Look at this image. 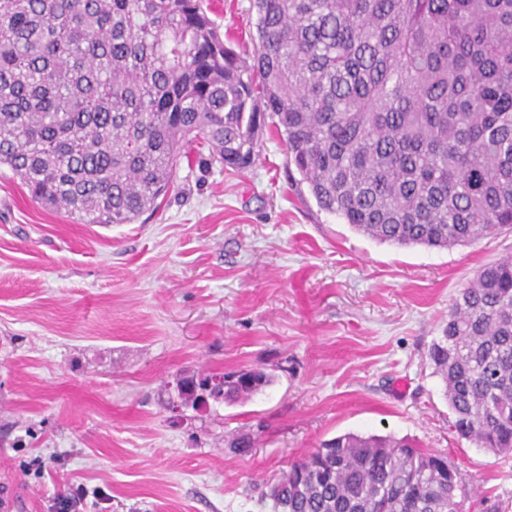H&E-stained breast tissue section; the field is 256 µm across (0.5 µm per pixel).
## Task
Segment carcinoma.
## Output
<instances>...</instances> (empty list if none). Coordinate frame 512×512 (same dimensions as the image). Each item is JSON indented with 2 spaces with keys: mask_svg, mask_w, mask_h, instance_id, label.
Segmentation results:
<instances>
[{
  "mask_svg": "<svg viewBox=\"0 0 512 512\" xmlns=\"http://www.w3.org/2000/svg\"><path fill=\"white\" fill-rule=\"evenodd\" d=\"M248 63L201 0H0V165L81 224H132L195 144L233 169L265 114L320 209L397 247L512 231V0H251ZM428 357L463 438L512 455V256L483 265ZM235 402L261 371L181 379ZM447 457L348 433L293 462L271 512H460Z\"/></svg>",
  "mask_w": 512,
  "mask_h": 512,
  "instance_id": "cac0c4a2",
  "label": "carcinoma"
}]
</instances>
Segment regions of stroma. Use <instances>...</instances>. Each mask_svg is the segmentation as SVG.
I'll return each instance as SVG.
<instances>
[{"mask_svg": "<svg viewBox=\"0 0 512 512\" xmlns=\"http://www.w3.org/2000/svg\"><path fill=\"white\" fill-rule=\"evenodd\" d=\"M252 57L249 0H205ZM235 170L191 153L156 211L80 224L0 166V512H266L346 433L447 454L463 512H512V458L457 435L428 349L512 233L400 248L319 209L273 126ZM261 371L251 399L172 407L185 374ZM250 441L236 453L232 441Z\"/></svg>", "mask_w": 512, "mask_h": 512, "instance_id": "1", "label": "stroma"}]
</instances>
